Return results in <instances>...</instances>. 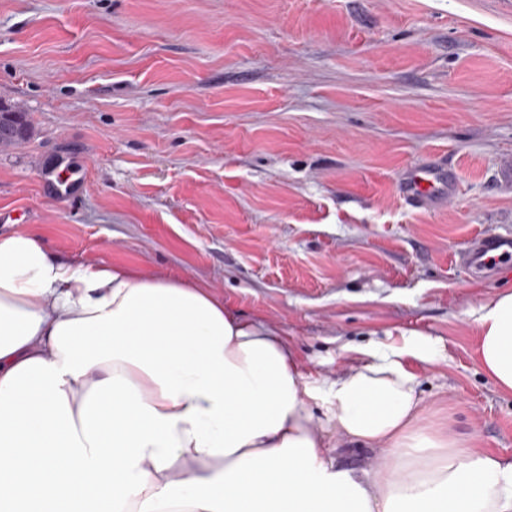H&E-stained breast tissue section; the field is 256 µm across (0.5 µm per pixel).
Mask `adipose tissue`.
<instances>
[{
  "instance_id": "obj_1",
  "label": "adipose tissue",
  "mask_w": 512,
  "mask_h": 512,
  "mask_svg": "<svg viewBox=\"0 0 512 512\" xmlns=\"http://www.w3.org/2000/svg\"><path fill=\"white\" fill-rule=\"evenodd\" d=\"M475 324L512 395V289ZM412 359H436L415 333L307 377L202 285L2 235L0 512H512V461L427 422ZM353 444L377 453L358 474L332 453Z\"/></svg>"
}]
</instances>
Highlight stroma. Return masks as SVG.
<instances>
[{"label": "stroma", "instance_id": "obj_1", "mask_svg": "<svg viewBox=\"0 0 512 512\" xmlns=\"http://www.w3.org/2000/svg\"><path fill=\"white\" fill-rule=\"evenodd\" d=\"M0 101L34 126L0 151V234L203 283L311 377L422 334L425 408L512 458L473 321L512 281L455 262L512 233V0H0ZM439 159L448 200L407 205ZM65 162L82 187L46 195Z\"/></svg>", "mask_w": 512, "mask_h": 512}]
</instances>
